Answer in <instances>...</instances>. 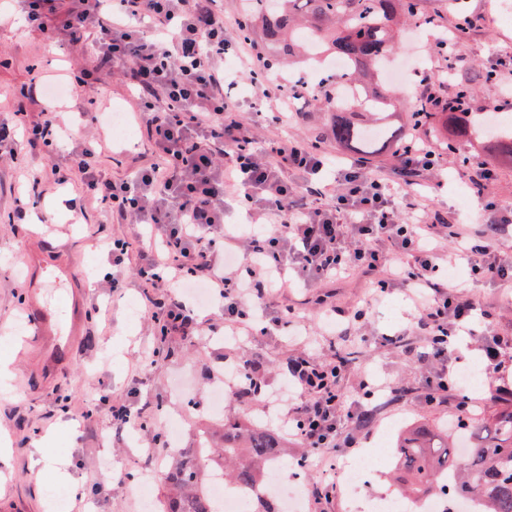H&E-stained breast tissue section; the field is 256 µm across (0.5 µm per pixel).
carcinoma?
Segmentation results:
<instances>
[{
	"instance_id": "1",
	"label": "carcinoma",
	"mask_w": 512,
	"mask_h": 512,
	"mask_svg": "<svg viewBox=\"0 0 512 512\" xmlns=\"http://www.w3.org/2000/svg\"><path fill=\"white\" fill-rule=\"evenodd\" d=\"M423 0H243L237 35L266 53L275 66L305 53L323 64L344 59L348 68L329 75L315 90L294 88L293 99L333 113L328 128L312 142L343 147L372 165L390 147L418 144L422 129L435 139L438 156H454L462 141H487L504 165H512V121L488 125V112H459L464 103H477L476 89L463 79L447 86L448 78L418 95L407 107L408 121L392 130L386 120L396 103L388 90L384 69L398 47L408 21L430 32L437 43L459 44L470 32L468 6L447 0L452 22L423 11ZM353 94L346 98L341 88ZM451 135L440 136V124ZM391 478L405 501L439 497L442 512L479 499L481 512H512V401L496 398L490 413L467 415L451 428L435 423L405 427L395 436ZM288 462V441L279 433L250 422L249 414L224 418L220 431H202L198 455L170 456L165 481L169 493L163 512H220L209 497L216 476L237 491L255 494L253 512H281L274 492L263 482L273 467Z\"/></svg>"
}]
</instances>
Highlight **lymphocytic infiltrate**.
Here are the masks:
<instances>
[{"instance_id": "obj_1", "label": "lymphocytic infiltrate", "mask_w": 512, "mask_h": 512, "mask_svg": "<svg viewBox=\"0 0 512 512\" xmlns=\"http://www.w3.org/2000/svg\"><path fill=\"white\" fill-rule=\"evenodd\" d=\"M26 27L70 41L92 40L93 70L121 67L141 111L157 164L132 178L112 181L92 167L96 148L72 146L70 164L86 189L120 224H138L139 274L151 287L146 312L162 334L187 332L193 323L185 289L202 288L224 312L228 336L268 335L295 322L288 305L270 300L288 283L322 284L349 273H375L379 288L405 286L427 336L436 367L422 385L425 405L456 388L447 361L454 338L471 334L482 312L474 297L450 286L446 268L467 266L478 281L512 283V256L497 243L512 224V209L486 203L485 229L425 209L416 188L440 174L435 153L400 150L391 176L367 173L362 163L343 167L340 188L321 182L328 160L320 151L281 138L269 151L253 148L238 117L239 103L225 93L224 55L232 46L218 0H9ZM61 117L27 127L18 137L13 119H0V158H14L21 140L53 144L67 137ZM235 190L252 223L228 227L224 197ZM245 245L246 276L218 265L226 242ZM344 366L290 359L283 380L295 393L286 417L307 448H350L358 430L340 385Z\"/></svg>"}]
</instances>
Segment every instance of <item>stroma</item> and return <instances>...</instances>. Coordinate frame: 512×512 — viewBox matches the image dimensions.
I'll return each instance as SVG.
<instances>
[{
    "label": "stroma",
    "instance_id": "1",
    "mask_svg": "<svg viewBox=\"0 0 512 512\" xmlns=\"http://www.w3.org/2000/svg\"><path fill=\"white\" fill-rule=\"evenodd\" d=\"M470 3L474 30L464 43L467 63L461 69L469 77L492 69L498 57L512 55V23L489 21L488 0ZM93 55L91 43L66 41L52 48L20 19L0 20V113L18 112L32 122L43 113L61 112L72 133L71 139L51 149L40 143L23 146L14 161L0 164V330L10 328L27 300L43 295L50 286L49 277H33L25 261L32 254L41 255L47 269L70 267L75 288L88 290L89 305L100 308L99 316L85 318L84 339L76 351L55 366H48L47 350L39 341H32L21 357L0 344V362L9 363L15 384L14 390H0V440L6 441L11 453V492L24 512H51L53 469H46L39 481L28 477L32 459L42 455L69 465L80 481L83 501L91 503L93 512H134L140 502L136 487L146 476L152 480L154 500H161L168 455L151 448L156 426L174 416L190 426L209 418V391L224 369L257 356L266 366L267 387L272 391L280 389L283 368L291 357L304 355L321 363L336 354L351 356L341 385L349 403L373 409L374 420L354 447L340 450L343 460L372 454L387 426L453 420L457 392H449L433 406L423 405L414 393L433 365L412 352L424 345L425 338L404 288L378 291L371 275L281 289L273 300L296 309L301 317L298 329L254 339L226 341L224 318L213 310L198 319L191 335L164 339L155 336L147 313L131 317L130 304L143 300L142 282L131 267L123 274L121 291L107 287L103 277L112 270V257L104 243L124 237L131 254H138L139 229L113 223L71 169L67 152L72 142L94 133L104 147L97 168L114 181L130 178L157 157L148 150L139 124H132L124 139L110 136L104 128L90 131L84 114L139 110L122 73L113 72L101 83L89 74L87 64ZM224 70L237 80L233 94L241 106L240 120L253 130L256 150H266L279 130L269 125L265 107L256 99L250 77L240 74L234 55L225 56ZM32 172L40 173V184L29 180ZM453 174L454 181L443 178L428 184L423 194L434 211L453 212L463 223H477V207L464 200L470 171L458 165ZM33 213L40 218L35 229L28 226ZM472 292L487 313L477 322V330L512 337V293L488 282L475 283ZM361 308L371 330L367 344L350 321ZM364 377L384 381L388 393L363 399L359 381ZM180 380L189 383V395L181 403L171 397L172 385ZM134 386L139 393L132 397L128 391ZM105 393L117 401L131 400L145 428L116 435L107 413L87 423L72 419L56 404L57 397L66 395L72 407L83 409ZM43 436L49 437V444L35 448V439ZM321 458L320 451L309 452L302 469L307 489L303 512H346L344 492L329 498L322 495L327 481ZM114 470L122 472V479L111 480Z\"/></svg>",
    "mask_w": 512,
    "mask_h": 512
}]
</instances>
